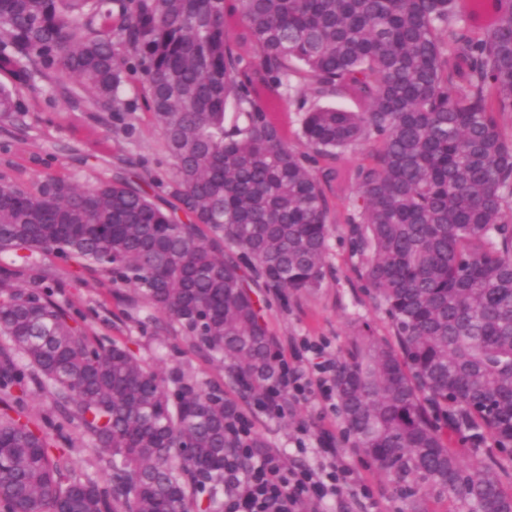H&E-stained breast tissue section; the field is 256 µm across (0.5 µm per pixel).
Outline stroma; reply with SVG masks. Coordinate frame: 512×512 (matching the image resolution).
Masks as SVG:
<instances>
[{
    "mask_svg": "<svg viewBox=\"0 0 512 512\" xmlns=\"http://www.w3.org/2000/svg\"><path fill=\"white\" fill-rule=\"evenodd\" d=\"M121 96L131 110L119 121L73 111L67 95L42 81L21 90L22 108L14 120L18 132L12 138L0 134V174L28 182L49 174L62 175L81 186L121 176L153 195L176 221H184L167 189L174 160L165 149L161 129L144 107L137 78L126 80ZM64 297L87 312L90 333L127 344L155 368L178 362L201 381H223L222 364L194 352L179 327L138 300L133 286L112 285L107 277L86 269L70 282ZM264 317L285 358L293 356L291 341L316 343V350L303 352L299 362L300 368L308 371L325 361L338 362L364 328H371L380 340H395L384 310L360 278L359 260L350 252L343 224L331 227L322 287L289 295L283 303L272 301ZM246 414L253 430L289 467L320 468V440L324 432H331L358 482L326 497L320 512H410V504L399 498L383 474L352 446L337 399L316 397L296 402L281 417L258 413L251 405Z\"/></svg>",
    "mask_w": 512,
    "mask_h": 512,
    "instance_id": "stroma-1",
    "label": "stroma"
}]
</instances>
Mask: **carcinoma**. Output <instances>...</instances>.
I'll return each mask as SVG.
<instances>
[{"instance_id": "obj_1", "label": "carcinoma", "mask_w": 512, "mask_h": 512, "mask_svg": "<svg viewBox=\"0 0 512 512\" xmlns=\"http://www.w3.org/2000/svg\"><path fill=\"white\" fill-rule=\"evenodd\" d=\"M129 72L187 222L122 178L1 175L0 254L137 286L223 358L227 385L87 334L57 271L0 267V512H225L224 474L268 444L224 388L246 402L280 383L254 289L320 288L341 223L397 343L367 330L336 365L358 450L410 502L512 512V0H0L1 121L37 80L128 112ZM33 389L49 399L39 423ZM75 428L105 482L73 475ZM480 431L496 452L466 463L452 441Z\"/></svg>"}]
</instances>
